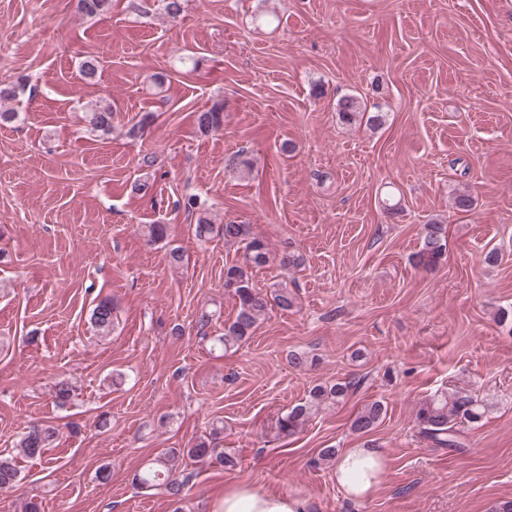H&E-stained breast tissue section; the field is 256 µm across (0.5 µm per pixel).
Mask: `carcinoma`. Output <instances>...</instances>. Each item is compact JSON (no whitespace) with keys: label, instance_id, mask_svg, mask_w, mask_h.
Wrapping results in <instances>:
<instances>
[{"label":"carcinoma","instance_id":"cac0c4a2","mask_svg":"<svg viewBox=\"0 0 512 512\" xmlns=\"http://www.w3.org/2000/svg\"><path fill=\"white\" fill-rule=\"evenodd\" d=\"M80 9L89 16H106L111 12L112 0H79ZM366 106L355 94L340 97L336 103V114L339 121L355 124L363 119L367 124L378 127L382 125L380 114L365 116ZM112 106L97 105L87 112L86 121L92 129L108 133L112 130ZM198 128L203 132L219 131L224 127V113L213 107L197 113ZM184 207L197 214L193 224L195 236L203 241L214 236L224 237L226 243L243 245V260L224 266V288L236 298L237 313L234 320L224 326L222 343L228 350L252 336L259 324L265 319L269 310L277 307L287 311L294 307L295 296L288 284H278L270 292L255 288L252 283L253 271L265 266L271 260L268 243L250 234L246 224L226 222L214 224L206 210L194 198L184 202ZM446 228L442 224L432 222L423 227L420 249L415 255V263L423 268H431L438 264L446 246ZM91 322L97 332L107 336L114 325V306L112 301L100 300L94 307ZM368 382V376L338 380L332 384L314 386L308 397L277 417L274 425L276 436L288 437L302 428L319 414L323 407L338 405L350 395L360 390ZM73 394V386L69 380L60 378L54 384L55 403L66 405ZM491 405L477 395L465 389H450L424 398L415 407L414 423L418 435L436 447L458 448L457 435L460 427L481 422ZM385 416V408L379 401L365 404L351 423L352 431L367 435L372 433ZM224 433V427L214 426L209 437L201 438L189 448H171L164 456L153 460L147 467L135 475L138 486L144 489L156 486L165 487L172 498L173 512H181L178 504L189 476L184 474L188 463H198L215 458L222 466L233 468L237 465L234 457L217 451V440ZM60 436V428L50 422H36L29 426L16 444L17 454L0 455V490H10L20 482L18 458H43L49 448Z\"/></svg>","mask_w":512,"mask_h":512}]
</instances>
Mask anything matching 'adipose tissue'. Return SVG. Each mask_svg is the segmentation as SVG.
<instances>
[{
    "instance_id": "ef3b65f1",
    "label": "adipose tissue",
    "mask_w": 512,
    "mask_h": 512,
    "mask_svg": "<svg viewBox=\"0 0 512 512\" xmlns=\"http://www.w3.org/2000/svg\"><path fill=\"white\" fill-rule=\"evenodd\" d=\"M337 485L356 501L372 497L384 476V451L360 446L344 449L336 458ZM305 500L280 495L241 481L225 486L216 512H306Z\"/></svg>"
}]
</instances>
